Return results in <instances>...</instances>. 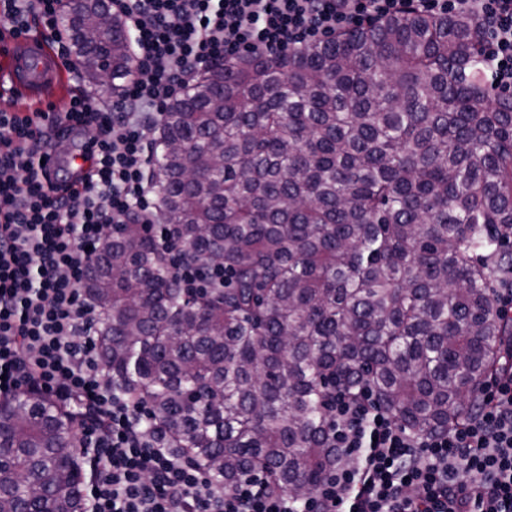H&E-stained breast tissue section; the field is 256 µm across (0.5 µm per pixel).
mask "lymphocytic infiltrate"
Returning <instances> with one entry per match:
<instances>
[{
    "mask_svg": "<svg viewBox=\"0 0 512 512\" xmlns=\"http://www.w3.org/2000/svg\"><path fill=\"white\" fill-rule=\"evenodd\" d=\"M411 10L474 15L492 84L512 92V0H112L135 35L117 101L79 94L50 116L0 111V398L36 391L73 408L76 450L94 465L86 512H512V336L468 419L444 433H408L372 394H337L330 438L345 459L299 498L249 479L213 483L149 433L147 406L116 394L96 359L90 251L110 225L157 223L147 172L166 107L206 67L274 59ZM59 18L60 0H0V37L38 28L67 59ZM61 139L79 140L83 165L52 179L44 160ZM159 243L186 291L223 284L224 270L201 272L175 237Z\"/></svg>",
    "mask_w": 512,
    "mask_h": 512,
    "instance_id": "1",
    "label": "lymphocytic infiltrate"
}]
</instances>
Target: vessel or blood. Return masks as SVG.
Here are the masks:
<instances>
[{"mask_svg":"<svg viewBox=\"0 0 512 512\" xmlns=\"http://www.w3.org/2000/svg\"><path fill=\"white\" fill-rule=\"evenodd\" d=\"M63 74L61 61L36 35L0 42V101L22 94L36 102L54 101Z\"/></svg>","mask_w":512,"mask_h":512,"instance_id":"b4317fda","label":"vessel or blood"}]
</instances>
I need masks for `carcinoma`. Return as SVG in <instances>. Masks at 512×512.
Returning a JSON list of instances; mask_svg holds the SVG:
<instances>
[{"label":"carcinoma","mask_w":512,"mask_h":512,"mask_svg":"<svg viewBox=\"0 0 512 512\" xmlns=\"http://www.w3.org/2000/svg\"><path fill=\"white\" fill-rule=\"evenodd\" d=\"M90 84L130 68L104 0H65ZM480 25L419 13L205 70L164 113L148 173L187 258L234 283L183 292L148 224L89 264L112 388L224 485L302 497L338 460L330 397L374 390L410 433L461 424L512 317V94L474 78ZM210 171L189 181L190 172ZM0 512H81L74 416L11 399Z\"/></svg>","instance_id":"1"}]
</instances>
